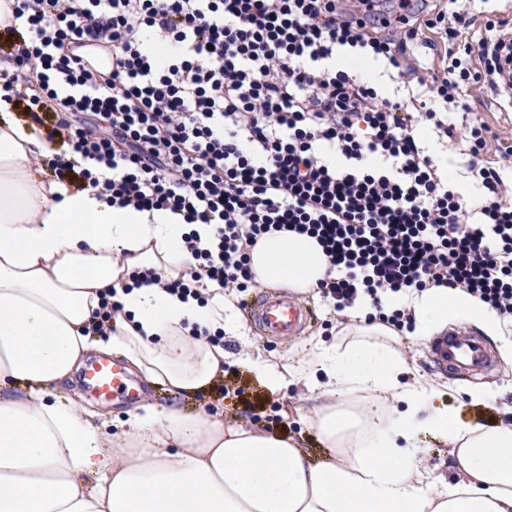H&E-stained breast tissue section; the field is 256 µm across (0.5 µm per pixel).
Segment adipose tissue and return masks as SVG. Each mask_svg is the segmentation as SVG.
Masks as SVG:
<instances>
[{"instance_id": "ef3b65f1", "label": "adipose tissue", "mask_w": 512, "mask_h": 512, "mask_svg": "<svg viewBox=\"0 0 512 512\" xmlns=\"http://www.w3.org/2000/svg\"><path fill=\"white\" fill-rule=\"evenodd\" d=\"M8 110L0 102V512H512V424L460 426L429 412L441 384L411 373L393 330L367 323L366 297L345 339L316 342L302 365L240 354L270 391L305 384L326 448L318 462L259 427L152 404L117 422L59 395L93 352L119 355L173 395L206 392L227 358L210 334L239 338L244 325L233 295L212 283L184 297L132 281L147 270L178 278L185 236L209 240L213 225L46 180L31 158L54 156V142ZM250 264L261 285L298 290L328 270L316 239L291 233L258 240ZM111 298L120 307L97 332L93 315ZM383 304L410 308L419 337L470 321L512 362L505 320L479 298L442 286ZM424 427L446 432L455 484L423 474Z\"/></svg>"}]
</instances>
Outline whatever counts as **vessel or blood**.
<instances>
[{
    "label": "vessel or blood",
    "instance_id": "b4317fda",
    "mask_svg": "<svg viewBox=\"0 0 512 512\" xmlns=\"http://www.w3.org/2000/svg\"><path fill=\"white\" fill-rule=\"evenodd\" d=\"M261 337L279 340L300 334L311 318L310 309L294 297L265 292L249 307ZM428 366L441 374L470 381L491 373L495 359L489 341L470 327L455 325L430 336L426 345ZM85 380L100 398L118 394L136 399L141 388L131 386L122 363L111 357L92 363Z\"/></svg>",
    "mask_w": 512,
    "mask_h": 512
}]
</instances>
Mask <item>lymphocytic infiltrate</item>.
Listing matches in <instances>:
<instances>
[{"label":"lymphocytic infiltrate","mask_w":512,"mask_h":512,"mask_svg":"<svg viewBox=\"0 0 512 512\" xmlns=\"http://www.w3.org/2000/svg\"><path fill=\"white\" fill-rule=\"evenodd\" d=\"M12 12L27 40L0 72V98L72 144L33 167L124 208L214 226L208 243L186 237L192 261L168 289L256 287L251 248L289 232L319 242L334 274L317 289L336 311L365 295L375 320L410 332L413 312L382 295L446 285L512 318V143L491 144L482 122L456 131L428 100L405 104L336 60L382 61L454 105L512 81L501 21L486 19L492 38L474 42L473 15L450 0H15ZM149 33L173 46L165 60ZM84 42L111 51V70L81 60ZM422 47L434 65L419 63ZM425 131L466 156L485 191L478 215Z\"/></svg>","instance_id":"obj_1"}]
</instances>
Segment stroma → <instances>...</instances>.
I'll return each mask as SVG.
<instances>
[{
	"instance_id": "stroma-1",
	"label": "stroma",
	"mask_w": 512,
	"mask_h": 512,
	"mask_svg": "<svg viewBox=\"0 0 512 512\" xmlns=\"http://www.w3.org/2000/svg\"><path fill=\"white\" fill-rule=\"evenodd\" d=\"M468 111H452L449 124L463 127L472 118H481L492 134L505 142H512V111L491 91L473 92L468 98ZM301 299L312 313L303 336L268 342L259 338L253 326H246V341L265 351L267 357L281 364L296 365L304 360L310 341L338 340L342 329V318L318 293L308 289L302 291ZM243 341V342H246ZM242 341L225 337L224 349L231 358L224 363V377L215 387L190 399H176L155 385H148L142 400L157 406H177L186 411H202L227 422H247L269 429L277 434L299 440L313 457H320L322 450L316 430L309 417L313 403L307 390L300 385L273 393L265 389L259 379L243 363L237 362L236 354L242 350ZM496 396L493 403L473 402L470 393L474 386L469 382L448 380L444 393L431 401L432 408L448 411L460 424L495 426L512 423V365L498 363L492 378L483 383Z\"/></svg>"
}]
</instances>
